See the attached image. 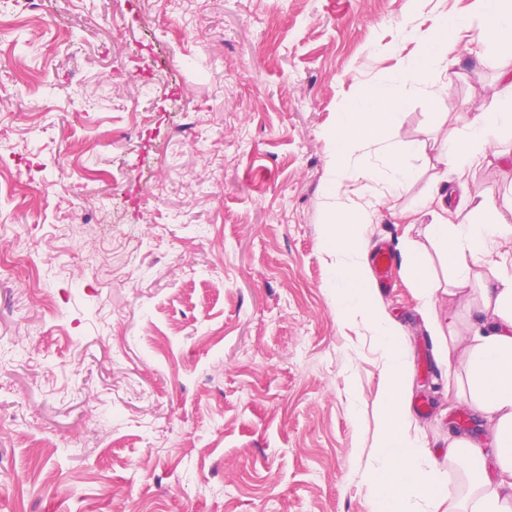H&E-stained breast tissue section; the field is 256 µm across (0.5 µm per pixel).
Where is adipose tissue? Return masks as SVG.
<instances>
[{
    "label": "adipose tissue",
    "instance_id": "1",
    "mask_svg": "<svg viewBox=\"0 0 512 512\" xmlns=\"http://www.w3.org/2000/svg\"><path fill=\"white\" fill-rule=\"evenodd\" d=\"M475 4L470 17L442 13L431 18L398 70L364 87L325 131L329 178L324 185V235L335 258L336 313L345 320L361 319L378 336L385 357L382 427L376 438V464L369 472L374 488L371 512H408L406 501L412 495L439 502L441 483L413 464L421 447L408 431L407 352L397 343L395 328L380 316L369 271L360 261L370 216L359 202V190L381 185L375 203L385 206L390 192L414 179L405 153L388 138L396 111L408 88H423L431 97L443 92L442 77L450 65L448 46L471 25H478L480 39L509 59L500 78L512 93V0H475ZM506 131L512 132V106L481 107L472 113L463 136L433 141L430 149L438 163L470 169L488 160L493 142ZM371 153L377 155V163L365 162V155ZM461 192L470 206L468 215L451 221L434 212L428 231L441 244L451 272L449 304L466 305L472 294L480 296L469 327L471 341L460 355L464 377L457 385L459 393L491 421L492 434L486 443L449 438V464L465 460L470 471L466 498L449 502L448 512H512V272L491 253L494 244L512 239V225L478 188L465 184Z\"/></svg>",
    "mask_w": 512,
    "mask_h": 512
}]
</instances>
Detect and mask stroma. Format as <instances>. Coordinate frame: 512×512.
<instances>
[{
    "label": "stroma",
    "mask_w": 512,
    "mask_h": 512,
    "mask_svg": "<svg viewBox=\"0 0 512 512\" xmlns=\"http://www.w3.org/2000/svg\"><path fill=\"white\" fill-rule=\"evenodd\" d=\"M0 12V512H370L384 358L336 315L323 233L324 132L413 50L406 33L473 0H42ZM438 98L411 90L392 128L416 178L366 246L415 244L398 223L432 170L419 146L489 103L500 63L470 31ZM54 195L30 206L29 181ZM497 204V165L449 170ZM377 292L408 353L406 406L422 467L465 490L441 455L456 419L443 359L402 264Z\"/></svg>",
    "instance_id": "obj_1"
}]
</instances>
